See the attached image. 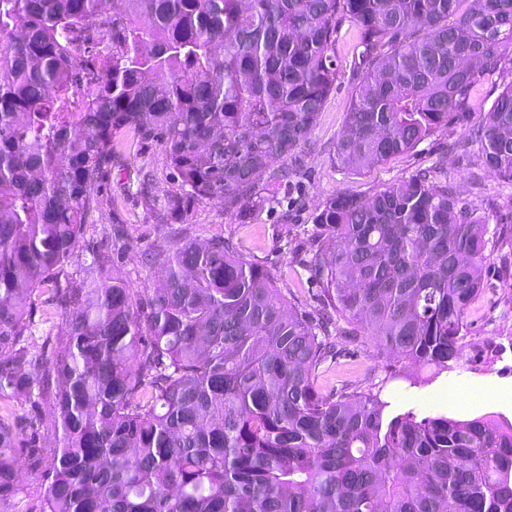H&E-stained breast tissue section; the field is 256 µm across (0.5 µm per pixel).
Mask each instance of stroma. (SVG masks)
Returning <instances> with one entry per match:
<instances>
[{"label": "stroma", "instance_id": "obj_1", "mask_svg": "<svg viewBox=\"0 0 512 512\" xmlns=\"http://www.w3.org/2000/svg\"><path fill=\"white\" fill-rule=\"evenodd\" d=\"M353 39L351 27L342 26L336 45L340 74L336 89L310 135L314 147L302 155L307 172L308 208L295 214V223L309 224L312 209L336 191L346 189L367 198L439 158L448 166L449 182L472 201L479 213H512V184L480 167L475 154L448 149L450 143L467 140L470 129L480 122L499 94L501 86L497 83L480 86L475 93L474 108L464 119L438 130L410 152L360 174L333 165V148L357 85L349 69ZM163 158L161 147L154 144H136L125 149L112 169L108 187L112 194L111 210L93 212L87 221L86 235L90 238L101 236L109 225L118 222L125 225L134 246L115 257L111 270L141 291L155 287L160 276L159 268L142 266L141 254L148 249L167 248V228L161 223L159 209L146 208L139 198L125 194L124 185L135 180L138 169L149 161L155 168L159 189L170 187L171 175ZM279 214L276 208L263 209L242 222L225 214L222 204L203 199L189 206L181 222L190 239L200 244L216 235L233 236L246 258L269 270L288 298L298 300L306 309H314L315 287L301 280L292 255L274 235ZM499 230L501 237L493 244L485 266L484 287L467 313L468 331L464 338L467 350L446 377L422 387L410 386L409 376L424 378L427 370L396 358L380 357L373 343L368 342L357 354L342 358L338 366L329 370L321 379L322 386L328 389L347 382L365 390L379 384L383 387V397L398 406L406 405L411 399L429 404L450 388L471 386L481 380L493 381L512 391V276L503 273L501 262L503 255L512 254V226L503 224Z\"/></svg>", "mask_w": 512, "mask_h": 512}]
</instances>
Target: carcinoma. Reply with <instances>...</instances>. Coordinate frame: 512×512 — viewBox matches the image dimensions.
Masks as SVG:
<instances>
[{
    "label": "carcinoma",
    "mask_w": 512,
    "mask_h": 512,
    "mask_svg": "<svg viewBox=\"0 0 512 512\" xmlns=\"http://www.w3.org/2000/svg\"><path fill=\"white\" fill-rule=\"evenodd\" d=\"M356 31L359 85L334 165L361 173L466 116L512 73V0H0V512L50 407L59 444L40 512H512V422L456 418L319 379L359 339L438 376L461 356L489 217L441 160L364 199L326 197L279 241L318 286L311 315L240 244L170 227L142 297L108 274L123 226L75 249L126 130L163 148L194 200L239 218L304 171L298 150L336 89V38ZM512 182V80L472 129ZM266 179H261V175ZM153 174L136 195L150 206ZM58 335L35 334L38 305Z\"/></svg>",
    "instance_id": "obj_1"
}]
</instances>
